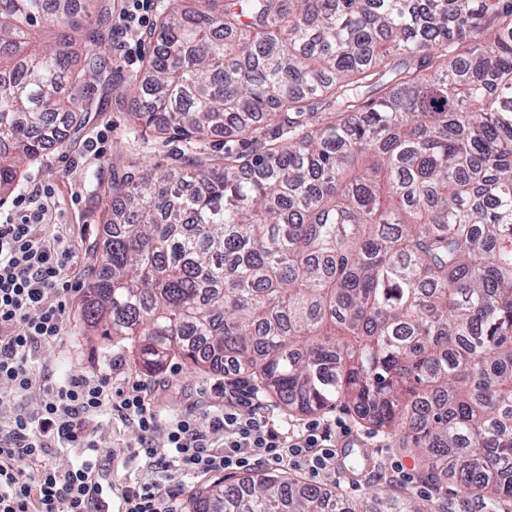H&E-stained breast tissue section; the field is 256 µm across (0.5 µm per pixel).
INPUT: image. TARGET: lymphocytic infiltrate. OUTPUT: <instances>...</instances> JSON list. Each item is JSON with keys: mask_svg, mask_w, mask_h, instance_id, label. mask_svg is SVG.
Here are the masks:
<instances>
[{"mask_svg": "<svg viewBox=\"0 0 512 512\" xmlns=\"http://www.w3.org/2000/svg\"><path fill=\"white\" fill-rule=\"evenodd\" d=\"M12 219L0 221V384L25 393L39 386L33 357L58 340L67 318L65 294L72 254L44 234L41 208L20 197ZM36 415L0 419V512H102L101 465L91 428L108 411L134 425L138 446L151 457L157 483L129 484L120 493L124 512H180L188 479L232 474L256 465L334 472L336 426L316 421L291 432L272 420L268 405L233 365L224 370V408L164 416L146 387L113 390L107 379L69 378L42 387ZM166 456L154 457L156 436ZM52 447L77 448L81 460L61 469L44 463ZM168 488L159 496L157 484Z\"/></svg>", "mask_w": 512, "mask_h": 512, "instance_id": "f902f5d3", "label": "lymphocytic infiltrate"}]
</instances>
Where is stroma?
Segmentation results:
<instances>
[{
	"label": "stroma",
	"instance_id": "35a3bbf8",
	"mask_svg": "<svg viewBox=\"0 0 512 512\" xmlns=\"http://www.w3.org/2000/svg\"><path fill=\"white\" fill-rule=\"evenodd\" d=\"M155 47V42L144 34L130 40L110 36L104 55L119 70L120 88L97 84L98 110L87 113L81 125L70 130L63 147L50 149L38 161L25 165L17 190L34 195L43 209L47 238L61 240L74 256L69 270L74 289L69 293V317L63 335L60 340L39 347L35 354L43 382L102 376L120 387L141 380L151 385L156 404L171 416L192 407L211 411L222 408L224 397L218 389L224 384L223 375L191 369L174 357L161 369L145 370L136 362L133 347L103 339L80 313L95 273L93 246L112 222L109 190L114 174L131 163L165 171L184 147L178 139L161 142L150 136L139 141L130 132L134 89L144 81L142 62ZM116 357L122 360L117 370L111 367ZM270 410L275 419L291 425L341 419L349 429L350 439L371 455V474L355 479L341 472L316 476L307 469L293 468V475L302 484L339 487L351 501L367 498L373 489L392 487L418 499L432 500L439 512H481L477 503L465 497L455 484L438 485L428 480L414 459L398 449L395 438L360 423L352 410L336 406L314 414H291L275 402ZM96 435L99 458L115 488L154 481L148 459L137 450L138 433L131 425L117 414L108 413L97 419Z\"/></svg>",
	"mask_w": 512,
	"mask_h": 512
}]
</instances>
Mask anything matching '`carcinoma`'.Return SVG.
<instances>
[{
    "mask_svg": "<svg viewBox=\"0 0 512 512\" xmlns=\"http://www.w3.org/2000/svg\"><path fill=\"white\" fill-rule=\"evenodd\" d=\"M108 18L0 0V196L92 110ZM148 38L132 115L187 149L112 179L84 321L145 369L230 361L290 412L348 407L431 480L511 500L512 0H168ZM192 509L436 512L263 471Z\"/></svg>",
    "mask_w": 512,
    "mask_h": 512,
    "instance_id": "1",
    "label": "carcinoma"
}]
</instances>
